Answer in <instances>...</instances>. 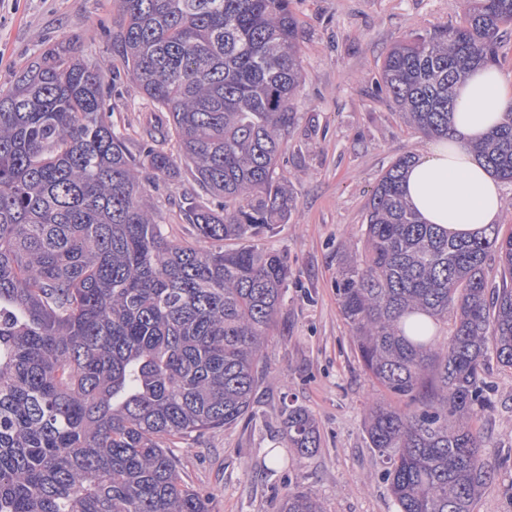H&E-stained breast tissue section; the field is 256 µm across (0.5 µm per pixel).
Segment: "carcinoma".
Wrapping results in <instances>:
<instances>
[{
	"mask_svg": "<svg viewBox=\"0 0 512 512\" xmlns=\"http://www.w3.org/2000/svg\"><path fill=\"white\" fill-rule=\"evenodd\" d=\"M290 4L119 0L105 33L165 118L137 156L110 122L114 77L80 35L42 44L0 90V512H210L171 444L253 419L268 375L291 271L251 242L294 208L276 177L303 82ZM511 23L512 0H472L461 25L395 45L376 87L407 124L446 136L455 85L497 62ZM475 150L512 182V118ZM410 163L379 179L364 249L336 281L381 387L364 413L382 462L367 483H385L396 512H474L497 468L472 426L493 409L485 370L512 371V233L423 223L403 195ZM184 170L213 198L183 199L201 246L169 238L143 202ZM280 432L293 467L320 447L300 405ZM277 512L323 510L290 483Z\"/></svg>",
	"mask_w": 512,
	"mask_h": 512,
	"instance_id": "carcinoma-1",
	"label": "carcinoma"
}]
</instances>
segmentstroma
I'll return each instance as SVG.
<instances>
[{
    "label": "stroma",
    "mask_w": 512,
    "mask_h": 512,
    "mask_svg": "<svg viewBox=\"0 0 512 512\" xmlns=\"http://www.w3.org/2000/svg\"><path fill=\"white\" fill-rule=\"evenodd\" d=\"M468 0H293L305 80L297 98L299 123L282 148L277 172L296 201L288 220L258 247L286 259L292 276L278 325L266 345L270 375L258 387L255 418L179 441L174 450L184 480L206 495L211 512H276L288 469L273 465L280 413L296 402L316 419L321 443L303 459L300 490L324 512H396L384 484H368L380 458L363 425L378 385L365 372L336 295L346 257L361 253L366 206L383 172L403 155L424 150L426 135L406 126L397 106L373 88L383 58L415 34L462 23ZM117 0H0V87L31 61L37 46L64 34L84 38L88 56L121 70L102 27ZM131 82L115 83L112 123L131 153L154 121ZM190 176L148 190L168 235L194 237L180 205L193 192ZM495 409L474 421L490 460L512 462V374L491 369Z\"/></svg>",
    "instance_id": "stroma-1"
}]
</instances>
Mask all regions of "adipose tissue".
Listing matches in <instances>:
<instances>
[{"mask_svg": "<svg viewBox=\"0 0 512 512\" xmlns=\"http://www.w3.org/2000/svg\"><path fill=\"white\" fill-rule=\"evenodd\" d=\"M447 137L428 141L403 183L408 203L429 224L468 235L497 223L506 200L474 146L512 116V81L495 65L455 87Z\"/></svg>", "mask_w": 512, "mask_h": 512, "instance_id": "1", "label": "adipose tissue"}]
</instances>
